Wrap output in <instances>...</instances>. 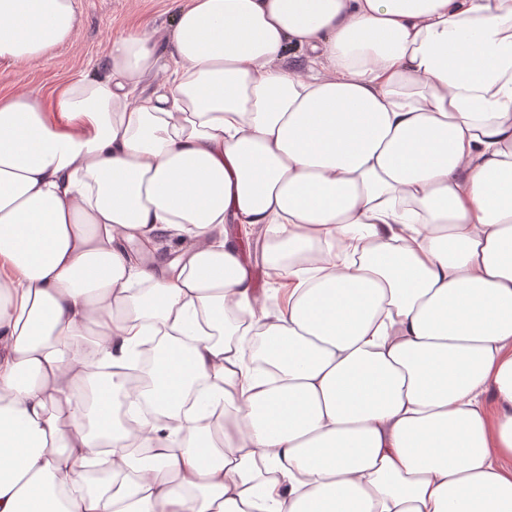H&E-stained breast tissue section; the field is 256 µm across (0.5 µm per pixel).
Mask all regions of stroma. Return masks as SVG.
<instances>
[{
    "label": "stroma",
    "instance_id": "1",
    "mask_svg": "<svg viewBox=\"0 0 512 512\" xmlns=\"http://www.w3.org/2000/svg\"><path fill=\"white\" fill-rule=\"evenodd\" d=\"M187 0H76L75 38L44 58L24 63L0 61V89L24 88L43 94L87 72L109 50L112 36L134 27L165 31Z\"/></svg>",
    "mask_w": 512,
    "mask_h": 512
}]
</instances>
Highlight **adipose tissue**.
Here are the masks:
<instances>
[{
  "instance_id": "ef3b65f1",
  "label": "adipose tissue",
  "mask_w": 512,
  "mask_h": 512,
  "mask_svg": "<svg viewBox=\"0 0 512 512\" xmlns=\"http://www.w3.org/2000/svg\"><path fill=\"white\" fill-rule=\"evenodd\" d=\"M76 19L0 0V60ZM0 512H512V0H190L0 93ZM259 233L256 234V239L254 240V237L251 238L252 244L254 240V253H249L247 251L242 250V237L240 241V247L243 255L247 259L248 263L250 264L253 275H254V281H255V288L258 289L259 293L264 297L266 306L269 310H275L278 308L280 304V296L278 288L280 287L279 283H273L270 281V279L267 277L265 273V269L260 265V263L257 261V256L255 258V250L256 253H258L259 249H261L263 236L261 239L258 237ZM278 300V302H277ZM159 336H146L143 343L139 344L133 353L135 368L117 370L112 367H102L98 369L104 378H111L112 372H119L121 375L115 377V380H124L126 390H136L148 380V373L152 367L155 351L158 346Z\"/></svg>"
}]
</instances>
